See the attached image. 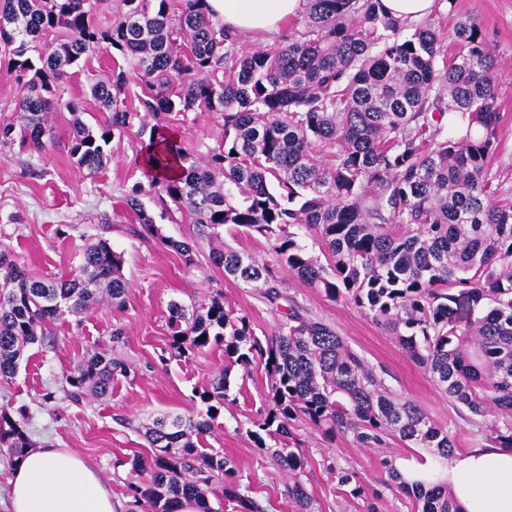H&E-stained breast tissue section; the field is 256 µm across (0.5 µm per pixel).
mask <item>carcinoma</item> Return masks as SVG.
I'll return each mask as SVG.
<instances>
[{"mask_svg":"<svg viewBox=\"0 0 512 512\" xmlns=\"http://www.w3.org/2000/svg\"><path fill=\"white\" fill-rule=\"evenodd\" d=\"M109 0H0V44L22 84L16 121L0 124V148L18 141L42 151L53 140L51 113H73L71 155L95 173L111 138L135 123L149 132L141 149L156 169L125 197L141 232L192 266L193 246L159 232L146 202L176 211L199 235L221 226L266 239L273 263L228 245L212 253L224 276L282 299L276 269L286 270L331 300H346L398 344L453 404L485 447L512 449V205L495 201L490 166L502 78L473 18L454 29L457 52L444 59L439 30L426 21L405 36L406 23L383 13L379 0H307L303 21L274 49L245 50L216 19L208 0H119L115 20L100 19ZM50 40L52 52L30 53ZM107 43L129 65L96 79L91 92L108 119L94 132L65 98L68 69ZM137 106L129 104V75ZM204 110L220 114L212 145L189 150L163 137L160 117ZM316 238L323 258L303 237ZM123 256L107 239L84 245L80 274L33 276L7 245L0 246V377H13L26 349L47 338V325L79 316L104 291L120 307L129 282ZM169 347L180 357L224 346L229 365L201 394L206 411L167 414L145 428L154 453L114 466L145 473L129 483L134 506L177 512L192 499L200 512L211 486L243 512H266L231 481L233 459L199 449L212 432L217 406L228 400L230 369L265 360L268 409L253 436L290 433L304 421L329 443L350 438L360 448H426L445 464L459 450L455 435L413 399L395 392L386 370L353 350L330 326L296 304L272 335L257 337L249 318L224 309L221 298L193 309L169 304ZM130 366L94 352L63 373L67 397L105 395ZM30 447L23 428L0 407V448L16 459ZM288 473L297 512H315L301 476L300 448H276ZM384 487L411 498L417 512H464L445 480H410L380 460ZM341 493L368 498L356 472L338 467Z\"/></svg>","mask_w":512,"mask_h":512,"instance_id":"1","label":"carcinoma"}]
</instances>
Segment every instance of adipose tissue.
Masks as SVG:
<instances>
[{
    "label": "adipose tissue",
    "mask_w": 512,
    "mask_h": 512,
    "mask_svg": "<svg viewBox=\"0 0 512 512\" xmlns=\"http://www.w3.org/2000/svg\"><path fill=\"white\" fill-rule=\"evenodd\" d=\"M236 35L276 33L306 0H208ZM464 512H512V450L477 447L444 471ZM10 512H118L96 470L67 448L28 451L10 480Z\"/></svg>",
    "instance_id": "1"
}]
</instances>
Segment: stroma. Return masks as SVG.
I'll list each match as a JSON object with an SVG mask.
<instances>
[{"label": "stroma", "mask_w": 512, "mask_h": 512, "mask_svg": "<svg viewBox=\"0 0 512 512\" xmlns=\"http://www.w3.org/2000/svg\"><path fill=\"white\" fill-rule=\"evenodd\" d=\"M434 14L441 27V49L453 58L457 47L453 29L458 20L474 17L503 73L498 87L500 122L492 170L504 189L503 202L512 204V0H436ZM116 52L101 45L84 68H76L67 85L83 121L98 128L103 116L90 92V75L109 76ZM72 116L58 112L53 119L54 139L45 150L17 145L0 149V242L24 260L33 275L57 278L76 274L85 242L106 236L113 250L124 258L123 273L129 282L126 305L118 309L101 301L81 317L56 321L44 343L30 346L14 377L0 380V406L20 419L32 447L68 448L92 463L112 492V497L131 504L127 467H115L116 459L138 455L151 457V448L137 431L154 417L174 412L204 411L199 395L226 363L224 349L213 346L186 356H171L167 344L170 301L192 307L222 296L225 308L246 314L256 336L270 335L289 302H296L313 319L336 330L371 363L384 367L388 384L417 401L429 415L456 434L461 450L472 446L466 423L448 404L433 382L416 367L380 328L357 307L333 302L308 288L286 271H279L278 304L260 298L255 289L225 278L223 269L209 259L211 245L198 238L195 225L179 214H155L167 236L193 244L194 266L161 239L141 235L135 215L123 204L134 183L145 181L139 164L137 130L111 139L104 169L90 173L70 155ZM163 125L174 130L188 148L213 144L220 132L219 113L196 111L166 117ZM122 329L123 340L113 344L112 332ZM116 350L131 366L129 377L119 378L108 396L70 400L63 390V373L91 350ZM269 378L263 363L233 367L231 399L221 407L203 450L223 449L238 468V481L249 496L261 500L268 512H293L286 490L288 475L271 454L277 441L258 447L250 435L254 422L267 409ZM292 432L307 458L304 480L316 501V512H365L366 502L341 494L334 471L345 466L356 471L366 489H380L379 458L390 457L405 466L424 465L436 473L439 465L424 448L390 443L386 448H360L349 439L324 441L315 429L298 421ZM377 512H413V502L401 493L380 489Z\"/></svg>", "instance_id": "1"}]
</instances>
